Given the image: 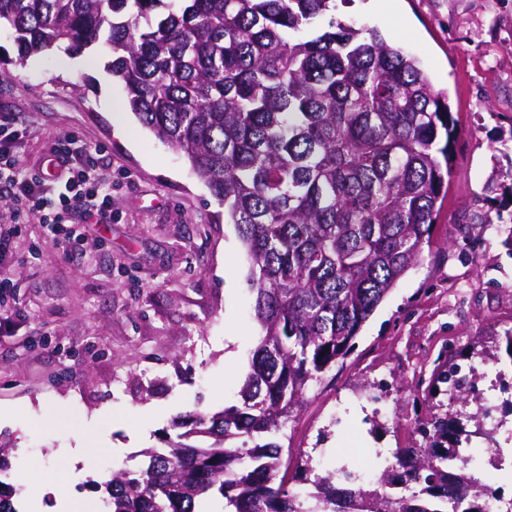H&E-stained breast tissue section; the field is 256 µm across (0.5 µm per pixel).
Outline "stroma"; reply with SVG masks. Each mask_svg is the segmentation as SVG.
<instances>
[{
  "mask_svg": "<svg viewBox=\"0 0 512 512\" xmlns=\"http://www.w3.org/2000/svg\"><path fill=\"white\" fill-rule=\"evenodd\" d=\"M380 30L417 56L460 132L432 243L362 325L350 353L317 383L279 434L293 453L329 469L337 451L359 463L419 443L416 391L440 357L482 342L512 398V0H337L330 19ZM89 51L35 55L0 77V115L27 122L29 166L73 131L112 170V224H83L76 250L44 225H16L0 248L14 315L0 324V481L20 512H59L33 472L79 442L96 443L67 477L73 499L99 502L113 470H136L185 415L236 401L260 328L247 262L224 207L187 160L128 112L123 85Z\"/></svg>",
  "mask_w": 512,
  "mask_h": 512,
  "instance_id": "1",
  "label": "stroma"
}]
</instances>
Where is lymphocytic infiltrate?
Returning <instances> with one entry per match:
<instances>
[{
    "label": "lymphocytic infiltrate",
    "instance_id": "obj_1",
    "mask_svg": "<svg viewBox=\"0 0 512 512\" xmlns=\"http://www.w3.org/2000/svg\"><path fill=\"white\" fill-rule=\"evenodd\" d=\"M25 131L21 124L0 123V202L12 210L14 219L33 218L50 226L53 244L71 253L78 241L69 228L74 213L111 223L112 175L100 165L98 148L71 132L56 137L48 150L57 163L54 178L29 174L15 151Z\"/></svg>",
    "mask_w": 512,
    "mask_h": 512
}]
</instances>
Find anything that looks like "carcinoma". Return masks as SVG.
<instances>
[{"label":"carcinoma","instance_id":"carcinoma-1","mask_svg":"<svg viewBox=\"0 0 512 512\" xmlns=\"http://www.w3.org/2000/svg\"><path fill=\"white\" fill-rule=\"evenodd\" d=\"M335 0H0L17 57L105 47L128 108L184 155L224 203L248 259L261 328L238 402L119 470L90 512H485L475 478L497 444L480 412L445 408L455 356L421 390L422 443L398 448L374 482L343 464L315 473L277 440L309 385L344 358L362 324L423 258L448 192L457 130L448 95L375 28L336 19ZM474 423L475 430L466 429ZM193 437L209 441L191 444ZM306 485L303 494L289 486Z\"/></svg>","mask_w":512,"mask_h":512}]
</instances>
